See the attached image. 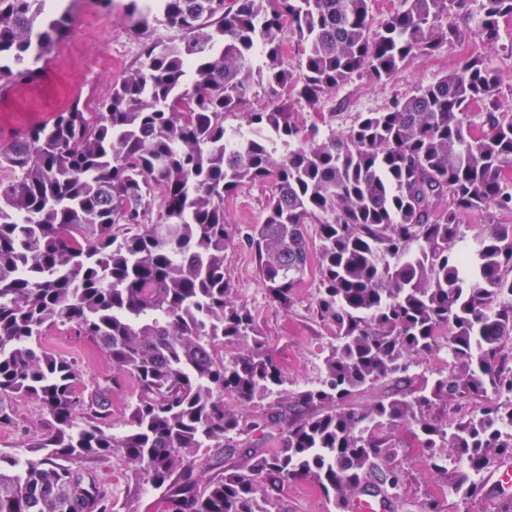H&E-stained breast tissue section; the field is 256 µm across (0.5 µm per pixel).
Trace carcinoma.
Wrapping results in <instances>:
<instances>
[{
    "label": "carcinoma",
    "mask_w": 512,
    "mask_h": 512,
    "mask_svg": "<svg viewBox=\"0 0 512 512\" xmlns=\"http://www.w3.org/2000/svg\"><path fill=\"white\" fill-rule=\"evenodd\" d=\"M140 2L126 4L134 28L162 21L179 38L145 43L101 111L74 104L0 149V400L33 398L58 423L23 444L29 457L0 452V512H135L149 489L168 512H281L292 480L349 512L355 496L400 499L407 437L471 512L484 489L472 474L512 454V224L484 225L473 253L459 224L512 209V114L490 108L501 78L470 59L321 140L291 103L391 78L457 38L468 0H404L376 28L369 0ZM45 5L0 0L1 89L35 79L67 35L69 7L49 19ZM506 16L512 0H483V42ZM286 26L298 78L282 61ZM256 74L269 101L253 110ZM229 112L247 126L231 150ZM257 182L272 197L245 239L274 305L292 306L306 226L319 228L317 313L334 343L318 381L294 391L224 275V196ZM59 325L93 342L112 376L137 380L124 435L110 431L112 382L82 394L78 365L41 350ZM431 359L441 365L416 372ZM386 379L394 388L374 404L349 405ZM273 394L261 414L227 407ZM463 399L480 402L475 415L437 419ZM268 437L279 451L261 448ZM212 447L201 487L196 453ZM114 456L134 479L121 505L98 478Z\"/></svg>",
    "instance_id": "cac0c4a2"
}]
</instances>
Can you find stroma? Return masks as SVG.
<instances>
[{"instance_id": "obj_1", "label": "stroma", "mask_w": 512, "mask_h": 512, "mask_svg": "<svg viewBox=\"0 0 512 512\" xmlns=\"http://www.w3.org/2000/svg\"><path fill=\"white\" fill-rule=\"evenodd\" d=\"M125 2L113 0L111 12L106 13L97 0H72L69 32L46 55L39 76L0 89V148L71 104H78L86 112L97 111L113 82L139 65L145 37L165 41L177 38L175 29L160 23L154 24L147 35L134 33L124 12ZM457 26L460 35L454 43L416 56L389 80L378 82L364 75L338 86L318 106L294 102L292 108L300 124L317 126L324 135L347 134L365 113L387 111L394 100L411 95L418 86L438 81L472 58L485 60L500 74L496 109L512 113V17L501 19L500 37L493 45L482 42L466 18H459ZM107 52L112 55V67L103 70L97 58ZM270 194L269 184L257 183L225 197L224 216L233 243L224 253V272L238 298L255 314L293 390L318 380L334 331L316 312L318 255L310 257L306 275L296 288L293 307L278 308L267 298L254 255L242 236L253 225L263 223ZM41 344L48 353L78 363L85 386L104 383L112 374L109 360L70 327L52 330ZM4 403L13 412L14 421L0 427V451H13L22 442L53 431L54 420L37 401L13 395ZM398 462L406 482L392 512H413L417 500L438 494V482L415 443H408ZM280 497L282 512H333L323 493L307 481L289 482Z\"/></svg>"}]
</instances>
